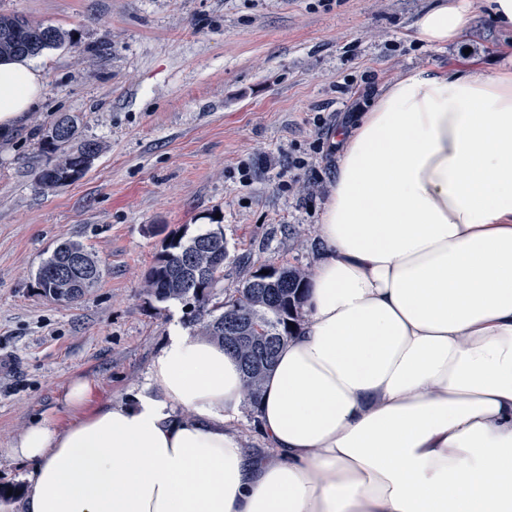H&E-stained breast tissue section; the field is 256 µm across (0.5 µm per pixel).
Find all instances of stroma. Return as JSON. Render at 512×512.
<instances>
[{
  "instance_id": "obj_1",
  "label": "stroma",
  "mask_w": 512,
  "mask_h": 512,
  "mask_svg": "<svg viewBox=\"0 0 512 512\" xmlns=\"http://www.w3.org/2000/svg\"><path fill=\"white\" fill-rule=\"evenodd\" d=\"M434 0H0L65 32L40 56L43 97L0 142V483L33 471L5 450L34 421L76 417L65 396L86 380L90 407L153 391L149 368L184 305L151 299L145 275L170 237L221 228L225 287L252 268L313 269L317 226L336 178L338 129L408 70L470 58L502 62L512 30L473 0L459 42L407 33ZM100 143L88 173L53 193L37 172L61 114ZM251 179L242 182V170ZM73 240L104 266L79 301L45 299L35 272Z\"/></svg>"
}]
</instances>
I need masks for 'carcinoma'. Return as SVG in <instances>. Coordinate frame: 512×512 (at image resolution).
Here are the masks:
<instances>
[{
  "mask_svg": "<svg viewBox=\"0 0 512 512\" xmlns=\"http://www.w3.org/2000/svg\"><path fill=\"white\" fill-rule=\"evenodd\" d=\"M64 33L53 26L18 15L0 14V58L34 57L62 43ZM68 128L62 141L47 135L54 161L39 170L37 184L52 192L82 178L98 157V142L76 140L77 122L59 117L52 128ZM228 250L221 230H207L187 241L172 238L156 258L144 282L145 292L158 302L176 300L189 310L190 323L199 335L224 345L238 360L242 388L255 406L267 373L273 368L283 342L300 326L310 272L297 266H275L274 274L250 272L235 288L219 289L224 281ZM100 261L79 242L59 243L36 272L40 293L46 299L69 305L77 302L101 279Z\"/></svg>",
  "mask_w": 512,
  "mask_h": 512,
  "instance_id": "obj_1",
  "label": "carcinoma"
}]
</instances>
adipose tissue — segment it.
<instances>
[{
    "label": "adipose tissue",
    "instance_id": "ef3b65f1",
    "mask_svg": "<svg viewBox=\"0 0 512 512\" xmlns=\"http://www.w3.org/2000/svg\"><path fill=\"white\" fill-rule=\"evenodd\" d=\"M471 0L412 27L460 39ZM33 62L0 60V135L41 101ZM305 319L267 377L266 455L231 422L237 360L174 332L157 394L29 425L20 512H512V65L412 69L338 136Z\"/></svg>",
    "mask_w": 512,
    "mask_h": 512
}]
</instances>
